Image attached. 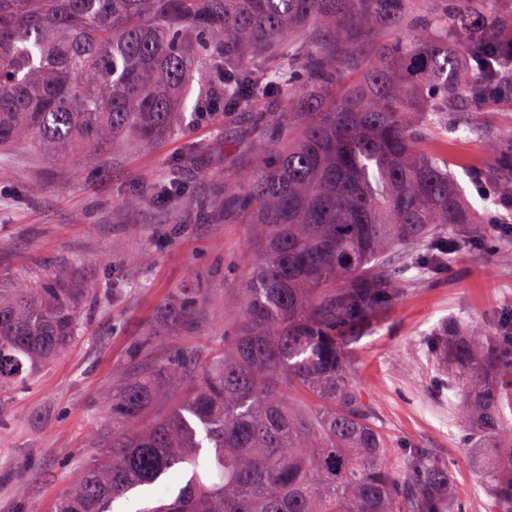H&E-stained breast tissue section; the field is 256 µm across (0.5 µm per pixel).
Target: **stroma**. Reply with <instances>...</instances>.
I'll return each mask as SVG.
<instances>
[{"instance_id": "35a3bbf8", "label": "stroma", "mask_w": 512, "mask_h": 512, "mask_svg": "<svg viewBox=\"0 0 512 512\" xmlns=\"http://www.w3.org/2000/svg\"><path fill=\"white\" fill-rule=\"evenodd\" d=\"M489 137L512 141V112H465L458 130L432 142L452 158L456 183L487 224L512 214L476 190L475 168L492 163ZM193 142L205 153L190 155ZM267 147L242 112L231 121H192L188 134L149 145L119 141L79 166L26 141L0 151V278L58 274L93 288L77 341L20 394L0 398V512H54L76 465L102 447L110 423L96 403L126 378L127 353L142 337L152 339L147 365L180 350L221 349L255 258L250 225L224 208V186L251 173ZM173 167L190 197L156 202ZM197 200L211 202L208 215H192ZM109 278L120 281L118 295L103 292ZM191 283L205 288L206 302L189 320H165L177 288ZM510 312L512 241L486 258L463 250L359 327L348 363L393 470L402 471L406 447L431 449L452 470L453 498L471 512H488L489 502L478 467L463 459L462 394L441 390L426 345L448 318L480 327Z\"/></svg>"}]
</instances>
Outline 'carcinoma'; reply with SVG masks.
<instances>
[{"label": "carcinoma", "instance_id": "cac0c4a2", "mask_svg": "<svg viewBox=\"0 0 512 512\" xmlns=\"http://www.w3.org/2000/svg\"><path fill=\"white\" fill-rule=\"evenodd\" d=\"M464 106L512 112V19L481 0H0V148L30 140L84 161L174 134L188 109L248 112L271 145L224 186L261 247L240 325L203 361L180 353L143 370L151 338L133 346L134 370L99 398L112 437L56 512H115L131 493L151 499L137 512H466L426 449H408L405 480L393 473L347 375L355 328L403 283L501 238L464 203L448 157L421 148ZM303 113L295 135L285 119ZM486 151L494 168L479 176L512 208V148L489 139ZM163 194L186 196L178 171ZM89 293L55 276L0 285V392L79 336ZM205 295L179 289L169 319L190 318ZM429 353L448 391H464L462 444L490 504L512 512V314L476 329L450 321Z\"/></svg>", "mask_w": 512, "mask_h": 512}]
</instances>
